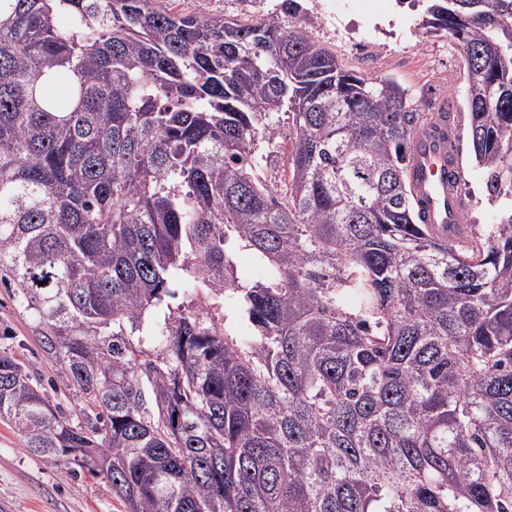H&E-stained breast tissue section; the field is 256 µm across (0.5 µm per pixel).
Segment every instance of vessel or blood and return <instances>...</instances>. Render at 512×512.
I'll return each instance as SVG.
<instances>
[{
	"label": "vessel or blood",
	"instance_id": "b4317fda",
	"mask_svg": "<svg viewBox=\"0 0 512 512\" xmlns=\"http://www.w3.org/2000/svg\"><path fill=\"white\" fill-rule=\"evenodd\" d=\"M460 167L458 152L435 136L432 127H424L415 137L409 170L424 221L429 230L439 235L444 233L446 225H454L453 236L457 239L467 236L469 230L460 218L461 182L449 179L448 172Z\"/></svg>",
	"mask_w": 512,
	"mask_h": 512
}]
</instances>
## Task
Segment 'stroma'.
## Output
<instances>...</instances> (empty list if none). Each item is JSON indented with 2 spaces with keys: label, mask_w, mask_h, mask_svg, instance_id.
Instances as JSON below:
<instances>
[{
  "label": "stroma",
  "mask_w": 512,
  "mask_h": 512,
  "mask_svg": "<svg viewBox=\"0 0 512 512\" xmlns=\"http://www.w3.org/2000/svg\"><path fill=\"white\" fill-rule=\"evenodd\" d=\"M332 20L314 27L316 40L336 55L347 69L369 77L390 76L408 89L422 115L432 112L438 98L448 97L454 117L462 160V214L477 232L497 223L499 214L484 192V175L470 150L469 117L464 105L466 74L462 54H449L447 34L429 33L421 26L422 12L398 6L396 0H325ZM345 24L351 43L336 36L337 24ZM380 28L377 49L355 50L353 40ZM275 145L261 142L255 155L268 183L279 184L286 158L282 153L293 133L287 113L275 115ZM0 344L21 357L44 378L55 375L50 360L40 352L32 319L20 307L14 291L0 283ZM0 512H127L113 497L104 479L81 470L61 472L53 459L31 454L19 435L0 424Z\"/></svg>",
  "instance_id": "obj_1"
}]
</instances>
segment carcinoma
<instances>
[{"label":"carcinoma","mask_w":512,"mask_h":512,"mask_svg":"<svg viewBox=\"0 0 512 512\" xmlns=\"http://www.w3.org/2000/svg\"><path fill=\"white\" fill-rule=\"evenodd\" d=\"M415 2L463 51L500 212L466 242L420 221L408 91L284 26L298 0L251 21L0 0V282L59 371L0 350V423L30 453L128 512H512V0ZM283 111L274 189L254 146ZM188 284L250 333L146 321Z\"/></svg>","instance_id":"obj_1"}]
</instances>
